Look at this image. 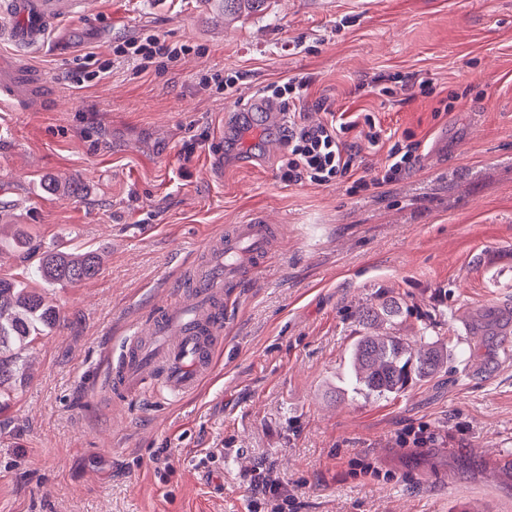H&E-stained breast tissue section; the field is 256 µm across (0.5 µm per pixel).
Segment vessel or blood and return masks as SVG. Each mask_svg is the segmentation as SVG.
I'll return each mask as SVG.
<instances>
[{"mask_svg":"<svg viewBox=\"0 0 512 512\" xmlns=\"http://www.w3.org/2000/svg\"><path fill=\"white\" fill-rule=\"evenodd\" d=\"M62 25L59 0H0V43L25 58ZM21 85L34 93L43 85L41 71L27 61L0 82V100L18 99ZM273 236L260 218L211 236L189 282L190 303H167L145 329H133L112 373L113 394L142 395L154 387L178 398L194 394L214 368L229 291L264 265Z\"/></svg>","mask_w":512,"mask_h":512,"instance_id":"vessel-or-blood-1","label":"vessel or blood"}]
</instances>
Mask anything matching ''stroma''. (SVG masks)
I'll return each instance as SVG.
<instances>
[{
    "label": "stroma",
    "mask_w": 512,
    "mask_h": 512,
    "mask_svg": "<svg viewBox=\"0 0 512 512\" xmlns=\"http://www.w3.org/2000/svg\"><path fill=\"white\" fill-rule=\"evenodd\" d=\"M64 28L69 42L34 56L39 100L0 104V225L105 259L95 279L54 288L66 323L30 349L0 414V512H248L262 464L292 512H512V467L490 463L512 457V0H266L226 23L204 0H98ZM144 33L176 57L145 69L121 54ZM306 74L307 122L323 120L322 97L379 121L378 144L354 140L359 175L409 139L414 167L355 193L283 181L287 118L246 113L262 87ZM378 75L433 92L368 94ZM71 178L78 194L46 189ZM257 215L277 227L274 251L233 289L202 391L111 395L130 325L175 299L211 235ZM386 300L401 307L392 332H429L448 365L376 399L346 375L359 311ZM410 424L455 440L402 446Z\"/></svg>",
    "instance_id": "1"
}]
</instances>
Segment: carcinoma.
Here are the masks:
<instances>
[{
    "label": "carcinoma",
    "mask_w": 512,
    "mask_h": 512,
    "mask_svg": "<svg viewBox=\"0 0 512 512\" xmlns=\"http://www.w3.org/2000/svg\"><path fill=\"white\" fill-rule=\"evenodd\" d=\"M224 14L256 11L266 0H221ZM100 255L90 249L79 252L45 250L33 279L0 276V411L14 397L27 375L24 352L44 336L57 332L63 322L60 309L48 297V288L76 285L97 276ZM400 315L390 301L362 310L363 324L391 322ZM423 343L415 348L393 333L366 332L351 349L349 384L353 391L376 398L395 397L410 384L422 381L448 365V346L422 331Z\"/></svg>",
    "instance_id": "carcinoma-1"
}]
</instances>
